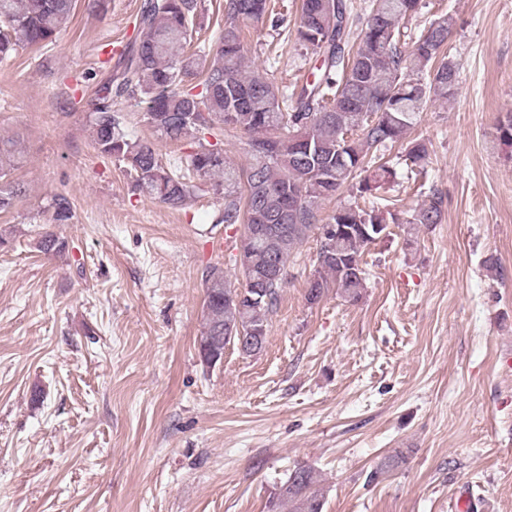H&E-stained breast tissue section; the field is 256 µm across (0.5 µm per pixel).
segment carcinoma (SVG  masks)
I'll return each instance as SVG.
<instances>
[{"mask_svg":"<svg viewBox=\"0 0 512 512\" xmlns=\"http://www.w3.org/2000/svg\"><path fill=\"white\" fill-rule=\"evenodd\" d=\"M419 0H372L359 42L351 41V8L346 0H302L297 40L318 56L310 81L282 91L259 73L242 72L241 23L271 13V0H225L224 30L215 41L190 48V32L203 27L198 0H142L137 16L143 38L119 56L118 70L99 88L90 119L97 150L122 162L140 194L171 209H180L194 191L191 176L214 183L224 194L221 222L243 226L247 263L240 266L245 287L262 289L259 302L239 298L221 267L204 279V330L200 353L205 360L224 357L237 344L230 333L255 331L267 336L285 280L271 276L287 263L317 227L316 203L345 187L371 193L392 182L395 170L380 147L404 139L430 101H448L458 67L448 52L454 21L442 15L402 49L401 22L418 8ZM75 0H0V63L26 47H47L69 22ZM423 75L425 81L411 79ZM198 77L182 88L185 78ZM141 99L151 125L173 142H190L178 170L160 159L150 141L125 129L117 101ZM247 135V168L224 159L205 135L216 127ZM16 142L0 139V213L12 210L22 196L20 184L9 180L18 162ZM429 159L423 138L410 142L411 169L421 174ZM52 223L72 219L69 199L51 198ZM443 200L434 190L414 210L408 224H439ZM329 223L342 227L321 237L307 299L317 302L329 285L349 302L366 287L362 263L365 249L384 238L388 225L379 211L342 206ZM261 226L266 239L250 236ZM38 249L60 256L65 238L44 233ZM318 476L310 467L293 469L270 501L271 512H322Z\"/></svg>","mask_w":512,"mask_h":512,"instance_id":"obj_1","label":"carcinoma"}]
</instances>
